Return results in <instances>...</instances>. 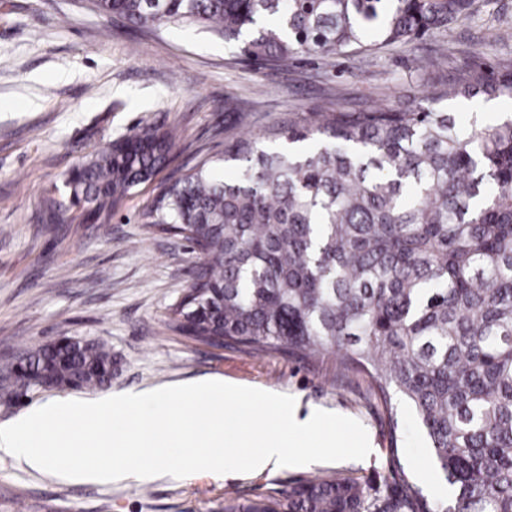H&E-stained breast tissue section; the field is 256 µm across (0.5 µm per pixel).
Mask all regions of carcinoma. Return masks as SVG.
Instances as JSON below:
<instances>
[{"mask_svg":"<svg viewBox=\"0 0 512 512\" xmlns=\"http://www.w3.org/2000/svg\"><path fill=\"white\" fill-rule=\"evenodd\" d=\"M138 30L202 27L245 56L370 54L440 33L472 0H92ZM512 100V69L477 65L413 107L290 112L260 137L224 131L220 159L163 183L141 213L200 255L168 326L304 362L335 355L363 376L393 422L386 494L316 478L282 497L224 499V512H512V116L457 126L440 104ZM170 130L139 129L74 168L71 205L109 218L168 161ZM29 374L102 386L98 340L25 352ZM425 430L454 490L443 506L401 465L402 406Z\"/></svg>","mask_w":512,"mask_h":512,"instance_id":"cac0c4a2","label":"carcinoma"}]
</instances>
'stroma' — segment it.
Wrapping results in <instances>:
<instances>
[{
	"instance_id": "35a3bbf8",
	"label": "stroma",
	"mask_w": 512,
	"mask_h": 512,
	"mask_svg": "<svg viewBox=\"0 0 512 512\" xmlns=\"http://www.w3.org/2000/svg\"><path fill=\"white\" fill-rule=\"evenodd\" d=\"M450 32L367 57L252 62L242 45L199 28L139 31L89 0H0V365L57 337L100 339L115 364L109 389L79 399L210 377L287 394L302 406L350 416L372 433L363 460L276 467L221 479L71 483L0 456V512H222L225 497L252 498L315 477L346 478L368 497L389 473L390 421L357 374L333 358L311 366L244 346L212 347L170 332L169 307L186 293L198 256L171 236L147 234L137 215L155 194L137 188L105 223L85 222L66 179L108 143L145 126L173 128L159 180L224 151V128L249 113L260 133L289 113L333 103L350 110L407 107L467 66H512V0H474ZM401 458L424 491L447 499L424 431L403 415Z\"/></svg>"
}]
</instances>
